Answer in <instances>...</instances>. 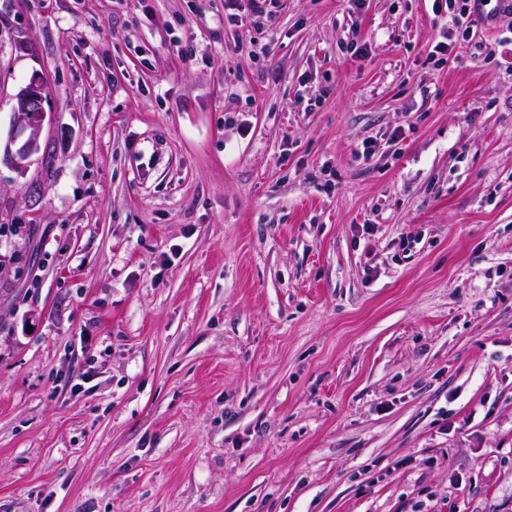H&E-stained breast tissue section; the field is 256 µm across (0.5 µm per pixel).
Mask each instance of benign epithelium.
<instances>
[{"mask_svg":"<svg viewBox=\"0 0 512 512\" xmlns=\"http://www.w3.org/2000/svg\"><path fill=\"white\" fill-rule=\"evenodd\" d=\"M46 86L37 78L13 96L12 122L5 143L0 144V162L25 174L36 162L39 138L47 116Z\"/></svg>","mask_w":512,"mask_h":512,"instance_id":"benign-epithelium-1","label":"benign epithelium"}]
</instances>
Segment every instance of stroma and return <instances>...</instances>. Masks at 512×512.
I'll return each mask as SVG.
<instances>
[{
  "label": "stroma",
  "mask_w": 512,
  "mask_h": 512,
  "mask_svg": "<svg viewBox=\"0 0 512 512\" xmlns=\"http://www.w3.org/2000/svg\"><path fill=\"white\" fill-rule=\"evenodd\" d=\"M503 8L0 0V512H512ZM476 0H433V12L436 15L445 14L448 17V25L454 28L465 26L463 35L470 32L472 21H468L473 13L471 2ZM47 88L37 78L13 96L12 122L9 134L2 145L0 133V163L4 161L24 175L39 160L33 157L39 153V138L47 116L45 102ZM27 134L24 142L16 149L20 138Z\"/></svg>",
  "instance_id": "obj_1"
}]
</instances>
